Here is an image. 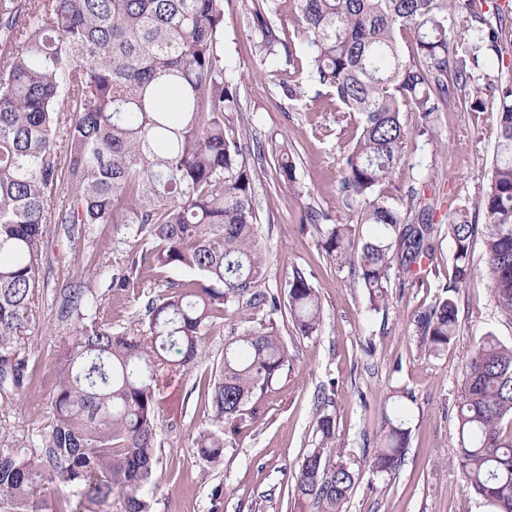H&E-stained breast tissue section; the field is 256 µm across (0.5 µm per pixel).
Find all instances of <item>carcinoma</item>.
<instances>
[{"label":"carcinoma","mask_w":512,"mask_h":512,"mask_svg":"<svg viewBox=\"0 0 512 512\" xmlns=\"http://www.w3.org/2000/svg\"><path fill=\"white\" fill-rule=\"evenodd\" d=\"M438 0H293L310 36L307 82L329 90L354 125L340 194L352 221L330 224L324 246L365 288L371 308L388 306L392 288H416L434 271L438 225L432 205L410 187L398 206L381 188L400 163L404 112L428 131L448 95L486 111L492 98L496 156L480 200L485 224L448 215L453 287L474 274L488 281L512 321V78L479 83L486 47L508 38L476 0H454V25L468 36L452 54L448 17ZM252 22L272 54L278 42L261 0ZM224 0H0V407L8 411L30 384L25 336L43 287L44 224L61 225L79 245L99 225L150 245L122 266L75 275L59 320L73 336L57 354L53 422L42 454L17 442L0 448V512H34L49 481L100 502L117 491L124 512H147L145 493L157 456V390L195 367L202 336L234 305L269 307L259 326L224 340V359L205 380L211 427L194 442L198 456L224 455V425L242 422L250 404L288 366L273 315L288 311L296 331L322 321L317 288L301 271L286 282L287 304L255 288L267 275L253 187L269 168L296 182L295 147L248 146L238 89L224 74ZM413 36L404 59L396 33ZM482 233L485 265L470 249ZM192 273L159 284L146 269ZM108 288H156L139 330H115ZM422 347L436 355L456 334L450 295L421 312ZM455 455L465 482L491 512H512V344L493 333L473 348L457 410ZM334 419H317L320 440L303 456L292 491L294 512H342L358 479L333 455ZM410 438L406 411L383 406L373 438L374 473L395 471Z\"/></svg>","instance_id":"obj_1"}]
</instances>
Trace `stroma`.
<instances>
[{
    "instance_id": "stroma-1",
    "label": "stroma",
    "mask_w": 512,
    "mask_h": 512,
    "mask_svg": "<svg viewBox=\"0 0 512 512\" xmlns=\"http://www.w3.org/2000/svg\"><path fill=\"white\" fill-rule=\"evenodd\" d=\"M267 17L295 55L308 59L309 37L295 20L290 0H267ZM251 0L224 4V71L238 87L251 138L295 144L296 183L289 186L266 171L255 183V204L268 269L259 289L282 292L292 269L311 275L322 302L317 333L296 334L279 321L289 366L258 397L255 412L237 431L225 432L218 462L200 460L193 446L209 424L202 379L224 356V339L260 322L263 313L239 306L203 338L198 367L161 384L158 417L159 463L146 496L149 512H290L294 479L303 455L319 440V391H333L328 412L335 419L334 446L360 478L343 512H488L467 488L454 450L457 407L476 340L494 332L512 342V322L501 317L485 278L474 276L452 295L459 330L437 355L424 352L416 317L453 282V243L440 235L436 275L419 288L396 290L388 307L372 310L368 295L349 270L324 249V237L305 222L308 208L328 214L331 223L349 216L338 206L344 176L342 157L348 134L336 107L317 104V86L295 98L285 88L301 76L284 53L264 54L262 35L251 22ZM418 113L402 122L410 137L384 194L398 203L408 186L435 193L433 221L447 224L449 212L467 209L483 222L480 199L492 169L496 126L487 113L441 104L432 136H415ZM46 283L39 293L27 333L31 383L23 401L0 418V448L26 440L40 454L53 421L51 398L57 382L55 354L70 325L56 303L74 274L90 277L104 252L122 261L129 247L111 226L98 228L95 243L73 247L60 225L45 227ZM402 396L409 412V446L398 470L375 474L367 465L373 432L386 399Z\"/></svg>"
}]
</instances>
